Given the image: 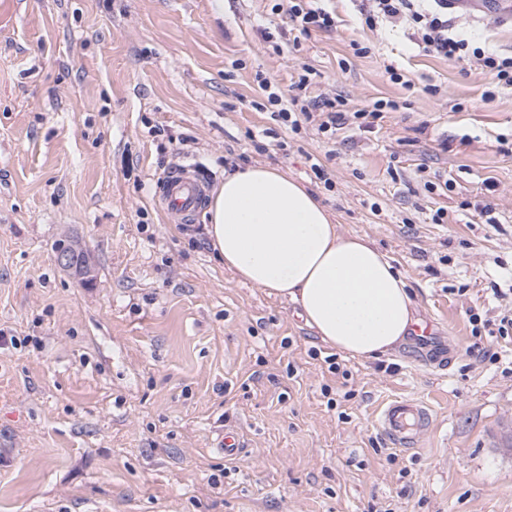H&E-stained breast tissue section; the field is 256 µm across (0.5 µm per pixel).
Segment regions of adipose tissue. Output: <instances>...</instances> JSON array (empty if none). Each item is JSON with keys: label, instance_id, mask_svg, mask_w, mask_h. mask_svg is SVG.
I'll use <instances>...</instances> for the list:
<instances>
[{"label": "adipose tissue", "instance_id": "ef3b65f1", "mask_svg": "<svg viewBox=\"0 0 512 512\" xmlns=\"http://www.w3.org/2000/svg\"><path fill=\"white\" fill-rule=\"evenodd\" d=\"M207 234L240 281L291 299L320 339L371 360L396 349L414 321L410 291L390 257L346 235L287 172L264 165L224 175Z\"/></svg>", "mask_w": 512, "mask_h": 512}]
</instances>
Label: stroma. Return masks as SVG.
I'll list each match as a JSON object with an SVG mask.
<instances>
[{"label":"stroma","instance_id":"stroma-1","mask_svg":"<svg viewBox=\"0 0 512 512\" xmlns=\"http://www.w3.org/2000/svg\"><path fill=\"white\" fill-rule=\"evenodd\" d=\"M277 2L0 0V512H512V342L490 291L512 287V94L487 100V71L368 27L356 0L307 35ZM457 11L512 52L490 0ZM303 74L308 96L400 107L370 132H291L258 80L289 98ZM178 164L211 190L234 166L287 170L390 256L434 338L376 360L324 343L225 269L208 212L168 223ZM65 238L90 284L57 266ZM400 397L435 417L412 449L376 425Z\"/></svg>","mask_w":512,"mask_h":512}]
</instances>
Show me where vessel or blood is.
Returning <instances> with one entry per match:
<instances>
[{
  "instance_id": "b4317fda",
  "label": "vessel or blood",
  "mask_w": 512,
  "mask_h": 512,
  "mask_svg": "<svg viewBox=\"0 0 512 512\" xmlns=\"http://www.w3.org/2000/svg\"><path fill=\"white\" fill-rule=\"evenodd\" d=\"M206 196V184L195 167L175 166L162 180L161 200L178 224L192 223ZM377 424L379 430L400 448L414 447L420 437L433 424L431 408L410 398L394 399L381 410Z\"/></svg>"
}]
</instances>
